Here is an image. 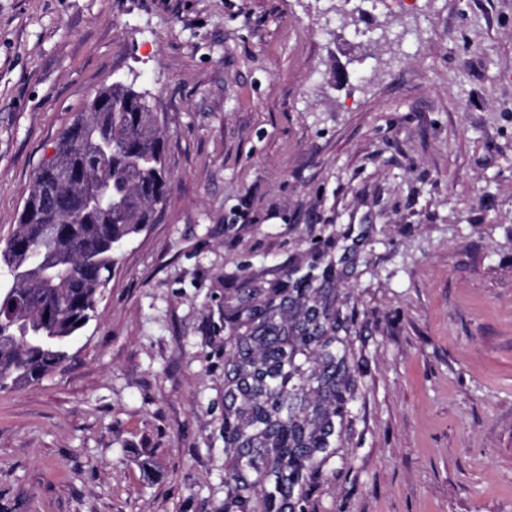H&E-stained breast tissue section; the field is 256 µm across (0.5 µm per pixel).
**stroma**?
I'll use <instances>...</instances> for the list:
<instances>
[{
	"label": "stroma",
	"mask_w": 512,
	"mask_h": 512,
	"mask_svg": "<svg viewBox=\"0 0 512 512\" xmlns=\"http://www.w3.org/2000/svg\"><path fill=\"white\" fill-rule=\"evenodd\" d=\"M116 81L170 188L64 364L0 391V512H224V340L328 263L304 512H512V0H0V244Z\"/></svg>",
	"instance_id": "stroma-1"
}]
</instances>
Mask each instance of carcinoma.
Returning a JSON list of instances; mask_svg holds the SVG:
<instances>
[{
  "mask_svg": "<svg viewBox=\"0 0 512 512\" xmlns=\"http://www.w3.org/2000/svg\"><path fill=\"white\" fill-rule=\"evenodd\" d=\"M47 182L62 184L48 204ZM169 185L165 144L150 101L121 82L101 91L35 172L19 224L0 246V391L39 381L68 358L94 317L115 254L152 220ZM44 224L64 225L39 261L30 256ZM332 266H311L276 283L254 332L231 336L224 382L225 453L236 486L224 512H284L295 488L332 454L336 413L309 407L312 393L336 397L345 360L330 331L347 328ZM317 354V366L309 365ZM260 485L262 498L244 491Z\"/></svg>",
  "mask_w": 512,
  "mask_h": 512,
  "instance_id": "carcinoma-1",
  "label": "carcinoma"
}]
</instances>
